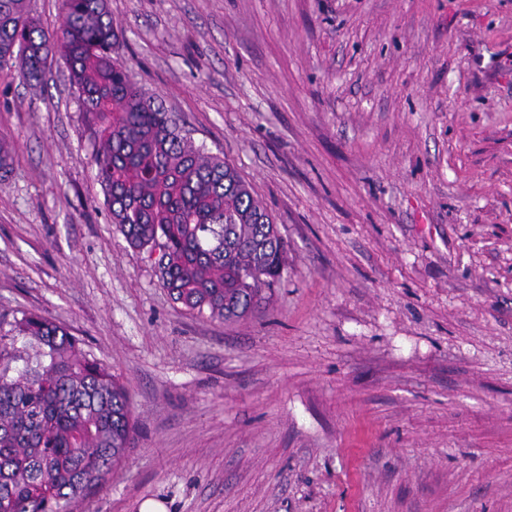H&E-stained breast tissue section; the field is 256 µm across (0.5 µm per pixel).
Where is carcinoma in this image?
I'll return each instance as SVG.
<instances>
[{
	"instance_id": "obj_1",
	"label": "carcinoma",
	"mask_w": 512,
	"mask_h": 512,
	"mask_svg": "<svg viewBox=\"0 0 512 512\" xmlns=\"http://www.w3.org/2000/svg\"><path fill=\"white\" fill-rule=\"evenodd\" d=\"M119 34L107 0H62L49 31L27 0H0V71L42 78L62 58L77 86L105 202L133 247L161 244L174 301L210 317H246L280 276L284 245L271 216L229 165L205 156L176 119L112 58ZM0 334V512H70L105 480L133 430L129 394L64 327L30 316Z\"/></svg>"
}]
</instances>
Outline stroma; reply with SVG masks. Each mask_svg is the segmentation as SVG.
Here are the masks:
<instances>
[{
    "mask_svg": "<svg viewBox=\"0 0 512 512\" xmlns=\"http://www.w3.org/2000/svg\"><path fill=\"white\" fill-rule=\"evenodd\" d=\"M112 53L271 214L254 313L174 302L62 62L0 72V331L127 388L72 512H512V0H108Z\"/></svg>",
    "mask_w": 512,
    "mask_h": 512,
    "instance_id": "stroma-1",
    "label": "stroma"
}]
</instances>
